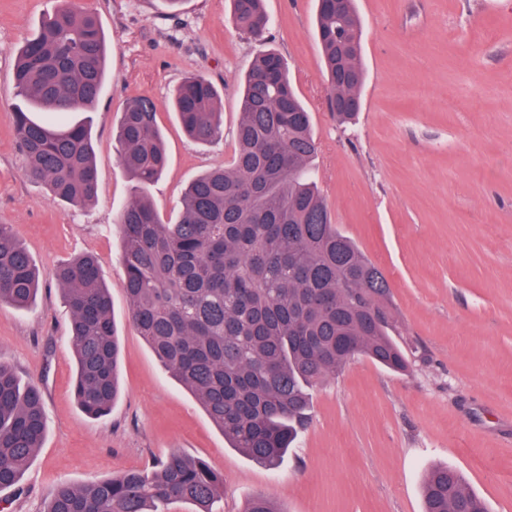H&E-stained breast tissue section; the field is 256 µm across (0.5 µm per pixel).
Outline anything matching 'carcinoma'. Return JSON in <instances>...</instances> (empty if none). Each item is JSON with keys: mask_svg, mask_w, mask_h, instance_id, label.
<instances>
[{"mask_svg": "<svg viewBox=\"0 0 512 512\" xmlns=\"http://www.w3.org/2000/svg\"><path fill=\"white\" fill-rule=\"evenodd\" d=\"M264 0H231L236 26L264 43ZM316 24L327 101L343 125L361 108L363 28L355 0L336 12L317 0ZM107 47L97 16L62 0L18 50L13 81L26 105L15 129L26 176L53 198L87 206L96 196L91 139ZM172 104L199 144L223 135V97L189 75ZM233 161L188 185L176 222H165L149 188L167 167L155 103H125L118 162L133 192L117 215L123 240L129 319L161 366L203 404L231 447L276 466L306 425L314 390L359 356L397 372L409 369L393 337L389 284L381 269L332 224L314 179L317 152L309 112L285 60L260 51L246 75ZM70 310L81 411L99 419L119 394L120 336L112 294L97 257L83 254L56 269ZM39 272L10 224H0V306L35 301ZM46 432L42 395L0 361V489L20 479ZM424 512H488L466 477L449 466L423 481ZM224 477L177 450L151 467L121 471L85 486L60 483L43 512H217ZM244 512H284L268 495Z\"/></svg>", "mask_w": 512, "mask_h": 512, "instance_id": "obj_1", "label": "carcinoma"}]
</instances>
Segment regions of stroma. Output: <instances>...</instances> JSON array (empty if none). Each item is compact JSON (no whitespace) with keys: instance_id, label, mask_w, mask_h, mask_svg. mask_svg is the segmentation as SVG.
I'll use <instances>...</instances> for the list:
<instances>
[{"instance_id":"stroma-1","label":"stroma","mask_w":512,"mask_h":512,"mask_svg":"<svg viewBox=\"0 0 512 512\" xmlns=\"http://www.w3.org/2000/svg\"><path fill=\"white\" fill-rule=\"evenodd\" d=\"M85 3L109 64L92 122L97 195L80 208L26 178L13 122L15 51L57 0H0V223L42 274L30 309L0 307V361L40 387L47 419L29 467L0 489V512H42L58 483L143 469L173 449L223 474L222 512L258 493L285 512H423L435 465L462 472L489 512H512V0H356L366 79L362 110L343 126L327 107L316 0H265L264 46L286 59L311 114L318 186L334 224L386 275L410 361L399 373L365 357L347 364L314 391L308 426L275 467L231 448L130 324L116 224L132 191L115 149L125 102L156 105L168 167L149 198L170 219L194 177L231 162L241 83L261 45L236 28L231 0ZM190 73L223 91L224 136L207 145L168 106ZM85 252L99 258L122 336V394L99 420L74 396L70 313L52 277Z\"/></svg>"}]
</instances>
